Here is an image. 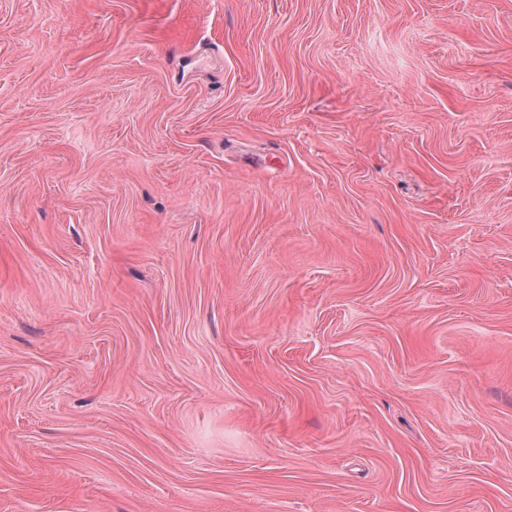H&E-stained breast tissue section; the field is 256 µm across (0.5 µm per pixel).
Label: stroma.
Wrapping results in <instances>:
<instances>
[{
    "label": "stroma",
    "mask_w": 512,
    "mask_h": 512,
    "mask_svg": "<svg viewBox=\"0 0 512 512\" xmlns=\"http://www.w3.org/2000/svg\"><path fill=\"white\" fill-rule=\"evenodd\" d=\"M0 512H512V0H0Z\"/></svg>",
    "instance_id": "stroma-1"
}]
</instances>
